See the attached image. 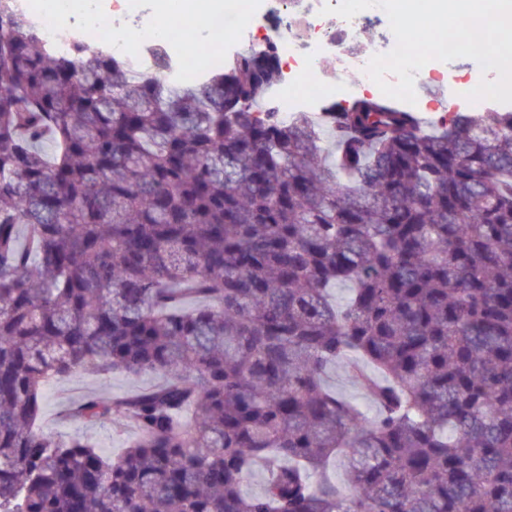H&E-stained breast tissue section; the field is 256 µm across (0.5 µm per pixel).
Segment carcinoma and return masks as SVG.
<instances>
[{"label":"carcinoma","mask_w":512,"mask_h":512,"mask_svg":"<svg viewBox=\"0 0 512 512\" xmlns=\"http://www.w3.org/2000/svg\"><path fill=\"white\" fill-rule=\"evenodd\" d=\"M166 69L0 0V512H512V112L284 123L272 45ZM111 368L166 377L70 413L120 455L40 428ZM328 382L339 394L361 404L370 417L374 415V408L369 404L363 393L352 384L342 368L331 370ZM163 383L159 375L127 376L120 371L77 372L64 379H51L43 389L41 426L59 436L83 434L105 456L119 455L134 437L130 428L90 425L67 416L90 396L117 399Z\"/></svg>","instance_id":"obj_1"}]
</instances>
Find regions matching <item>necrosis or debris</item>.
<instances>
[{
  "label": "necrosis or debris",
  "instance_id": "necrosis-or-debris-1",
  "mask_svg": "<svg viewBox=\"0 0 512 512\" xmlns=\"http://www.w3.org/2000/svg\"><path fill=\"white\" fill-rule=\"evenodd\" d=\"M330 2L289 0L288 9L279 12L276 0H163L165 9L179 17L180 30L159 35L134 25L138 0H115L108 28L100 24L94 0H22L43 41L55 53H68L71 34L79 29L92 35L113 56L134 66L147 53L160 51L179 81L204 76L243 47L273 43L282 60L277 115L284 122L292 119L300 100L295 90L300 71L315 69L327 59L344 70H363L374 55L389 53L396 45L388 29L363 39L367 12L349 20L323 14V7ZM201 12L208 16L204 35L213 41L214 49L190 62L186 59L187 35Z\"/></svg>",
  "mask_w": 512,
  "mask_h": 512
}]
</instances>
